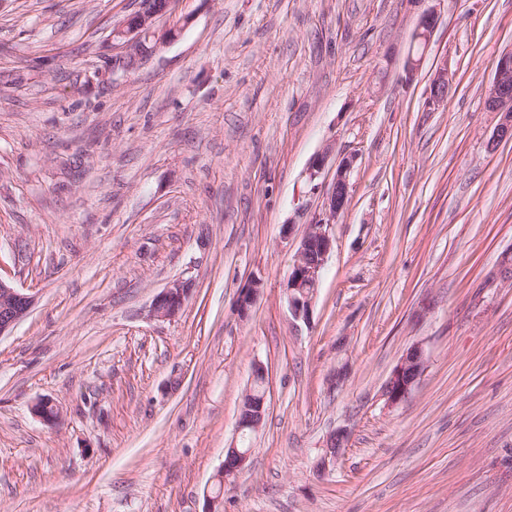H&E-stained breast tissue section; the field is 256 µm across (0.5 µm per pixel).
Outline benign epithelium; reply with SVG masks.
Here are the masks:
<instances>
[{
	"mask_svg": "<svg viewBox=\"0 0 512 512\" xmlns=\"http://www.w3.org/2000/svg\"><path fill=\"white\" fill-rule=\"evenodd\" d=\"M162 15L155 0H147L135 20H127L124 25L113 29L112 40L120 41L126 48L120 58L126 70L134 68L147 51L146 41L154 39L163 41L175 35L168 29L159 31L155 28L156 19ZM437 10H426L414 31L416 49H426L431 33L438 22ZM452 78L448 66L436 69L429 83V104L440 105L448 94ZM487 107L499 116L498 123L491 138V144L512 139V50L503 53L498 60L493 83L491 85ZM353 160L347 158L336 167L331 188L327 194V205L322 216L308 225L307 232L297 249L295 262L286 283L288 308L294 319H308L309 310L320 281L321 271L329 252L333 247L330 227L336 217L345 209L349 199L350 172ZM191 283L175 281L165 288L155 299L150 316L171 320L184 306ZM34 302V297L0 279V336L9 333L14 326L27 315ZM425 369L422 347L412 346L402 356L385 383L384 393L391 406L405 401ZM267 391L257 394L254 388L246 391L239 410L238 430L255 432L262 424L265 415ZM34 414L45 421L58 418V409L49 399L39 400L34 407ZM337 436H330L323 455L317 462V468L326 470L336 463L341 450L336 448ZM251 449L232 445L225 450L224 463L219 470L221 481L240 473L246 466Z\"/></svg>",
	"mask_w": 512,
	"mask_h": 512,
	"instance_id": "1",
	"label": "benign epithelium"
}]
</instances>
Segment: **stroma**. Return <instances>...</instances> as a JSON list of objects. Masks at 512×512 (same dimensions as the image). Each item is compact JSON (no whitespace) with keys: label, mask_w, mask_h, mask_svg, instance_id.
Segmentation results:
<instances>
[{"label":"stroma","mask_w":512,"mask_h":512,"mask_svg":"<svg viewBox=\"0 0 512 512\" xmlns=\"http://www.w3.org/2000/svg\"><path fill=\"white\" fill-rule=\"evenodd\" d=\"M140 7L0 0V279L34 297L0 337V512H206L216 491L221 512H512V140L490 145L486 106L512 0H169L175 37L126 70L112 31ZM345 158L297 320L285 284ZM177 280L179 315L150 317ZM416 343L426 368L389 406ZM438 12L434 8H430L426 10L421 16L417 23L416 29L414 31V43L416 46V54H419V50L421 49L420 55L418 57L411 56L406 65V75L407 78L410 80L412 79L414 73L418 70L419 65L421 63L424 51L428 45L429 38L431 36V33L433 32L434 28L437 25L438 22ZM451 81L447 65L436 69L429 83V104L438 106L445 100ZM425 369V358L419 344L412 346L402 356L385 383L384 393L388 405L405 401ZM268 378V370L263 364H255L252 372V382L248 391H246L239 410L238 430L250 433L259 429L265 415V405L267 398V389L265 387ZM258 381L263 385V391L256 394L253 388L254 383ZM250 454V448H239L235 444L226 448L224 463L217 475L218 480L225 482L227 478L240 473L245 468Z\"/></svg>","instance_id":"obj_1"}]
</instances>
